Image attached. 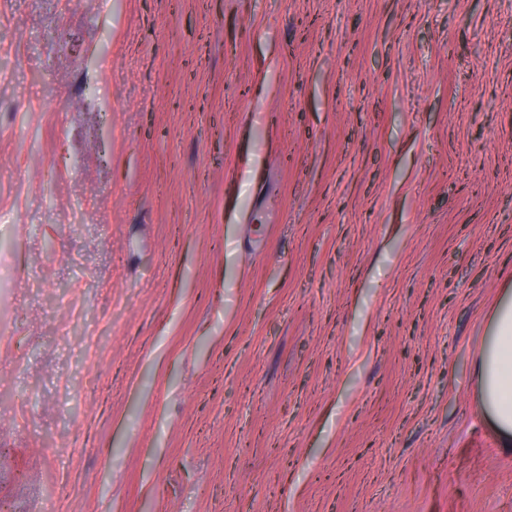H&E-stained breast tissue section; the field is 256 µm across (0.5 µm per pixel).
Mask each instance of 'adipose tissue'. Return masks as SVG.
<instances>
[{
	"instance_id": "1",
	"label": "adipose tissue",
	"mask_w": 512,
	"mask_h": 512,
	"mask_svg": "<svg viewBox=\"0 0 512 512\" xmlns=\"http://www.w3.org/2000/svg\"><path fill=\"white\" fill-rule=\"evenodd\" d=\"M490 336L484 341L476 375L482 408L497 431L512 446V297L498 304Z\"/></svg>"
}]
</instances>
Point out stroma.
Segmentation results:
<instances>
[{
	"mask_svg": "<svg viewBox=\"0 0 512 512\" xmlns=\"http://www.w3.org/2000/svg\"><path fill=\"white\" fill-rule=\"evenodd\" d=\"M13 512H512V0H0ZM491 335L484 341L476 375L482 408L497 431L512 446V297L506 294L491 319Z\"/></svg>",
	"mask_w": 512,
	"mask_h": 512,
	"instance_id": "1",
	"label": "stroma"
}]
</instances>
